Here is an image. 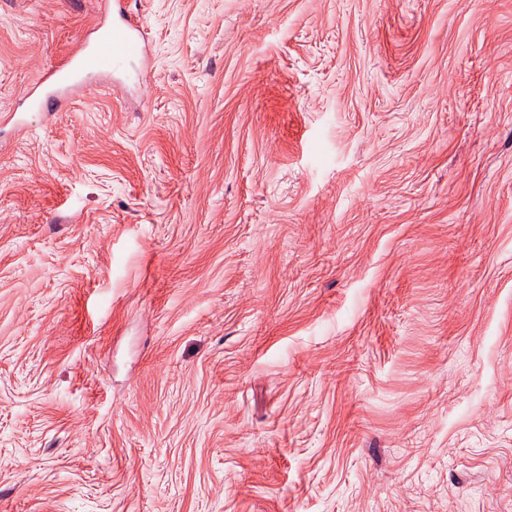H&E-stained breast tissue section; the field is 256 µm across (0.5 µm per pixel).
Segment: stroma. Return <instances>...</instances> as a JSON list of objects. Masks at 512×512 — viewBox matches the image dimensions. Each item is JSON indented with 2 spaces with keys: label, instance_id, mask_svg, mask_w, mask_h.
Here are the masks:
<instances>
[{
  "label": "stroma",
  "instance_id": "35a3bbf8",
  "mask_svg": "<svg viewBox=\"0 0 512 512\" xmlns=\"http://www.w3.org/2000/svg\"><path fill=\"white\" fill-rule=\"evenodd\" d=\"M0 122V512H512V0H144ZM99 19L0 0V112ZM131 0L102 1L105 20L95 28H104L92 44L88 40L77 44L70 56L62 58L40 75L25 95L23 104L27 111H41L49 99L59 106L68 102L74 90L87 89L71 80L74 71H81L90 78L117 73L122 66L135 58L145 59L147 42L140 15L130 8Z\"/></svg>",
  "mask_w": 512,
  "mask_h": 512
}]
</instances>
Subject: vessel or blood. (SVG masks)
<instances>
[{
	"mask_svg": "<svg viewBox=\"0 0 512 512\" xmlns=\"http://www.w3.org/2000/svg\"><path fill=\"white\" fill-rule=\"evenodd\" d=\"M131 0H104L103 30L94 41H81L70 56L62 58L40 75L25 95L27 110L39 111L48 101L65 104L77 90L71 75L80 71L90 78L117 73L135 58H146L147 42L140 15Z\"/></svg>",
	"mask_w": 512,
	"mask_h": 512,
	"instance_id": "b4317fda",
	"label": "vessel or blood"
}]
</instances>
